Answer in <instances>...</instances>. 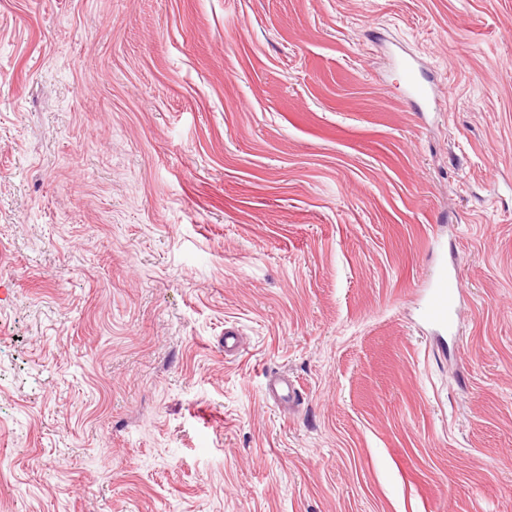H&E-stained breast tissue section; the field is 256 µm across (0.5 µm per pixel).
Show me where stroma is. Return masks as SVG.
<instances>
[{
  "label": "stroma",
  "mask_w": 512,
  "mask_h": 512,
  "mask_svg": "<svg viewBox=\"0 0 512 512\" xmlns=\"http://www.w3.org/2000/svg\"><path fill=\"white\" fill-rule=\"evenodd\" d=\"M0 512H512V0H0ZM396 59L404 73V100L415 112H439L441 99L434 76L418 67L407 54L397 53ZM425 312L427 318L440 328L453 330L457 325L456 295L460 291V279L454 261L442 262L429 283ZM268 394L272 395L275 400L283 407L288 408L299 401L301 393L296 388L295 383L288 379V376H275L269 380L267 386Z\"/></svg>",
  "instance_id": "1"
}]
</instances>
